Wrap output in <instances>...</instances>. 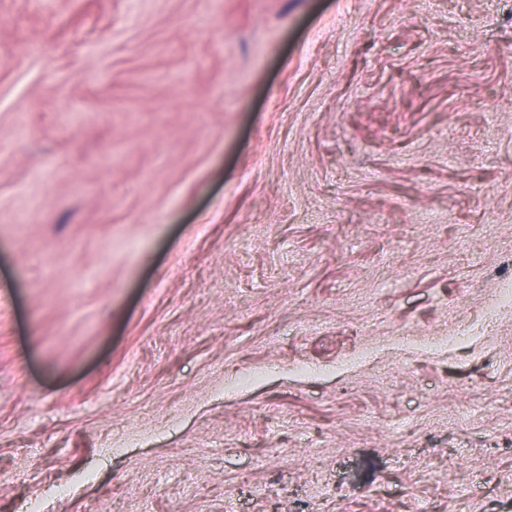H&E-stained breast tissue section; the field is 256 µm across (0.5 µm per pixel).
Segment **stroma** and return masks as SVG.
I'll return each instance as SVG.
<instances>
[{
    "label": "stroma",
    "instance_id": "35a3bbf8",
    "mask_svg": "<svg viewBox=\"0 0 512 512\" xmlns=\"http://www.w3.org/2000/svg\"><path fill=\"white\" fill-rule=\"evenodd\" d=\"M507 281L512 0H0V512H512Z\"/></svg>",
    "mask_w": 512,
    "mask_h": 512
}]
</instances>
